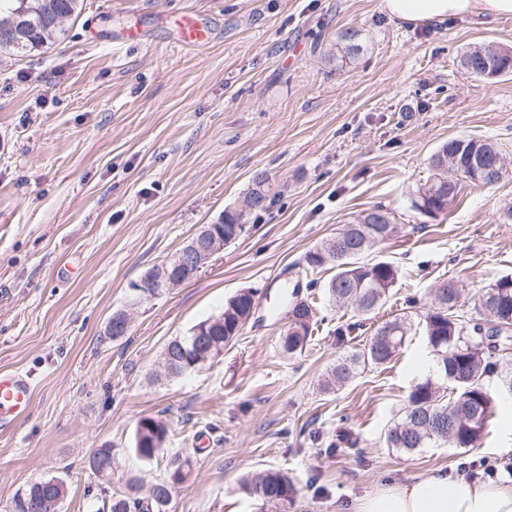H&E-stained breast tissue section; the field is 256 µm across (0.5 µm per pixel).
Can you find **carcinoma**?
I'll use <instances>...</instances> for the list:
<instances>
[{"mask_svg": "<svg viewBox=\"0 0 512 512\" xmlns=\"http://www.w3.org/2000/svg\"><path fill=\"white\" fill-rule=\"evenodd\" d=\"M83 0H0V52L16 54L51 45L66 32L65 21L79 16ZM359 32L345 29L337 32L336 58L344 61L358 56L361 45ZM493 55L496 70L503 76L512 74V50L494 43H477L466 48L461 57H471L475 64ZM465 146L450 138L431 156L432 175L429 183L435 192L421 187L411 199L412 207L425 216L444 213L455 201L438 186L448 179V161L457 155L473 151L474 145L487 141L466 138ZM280 193L269 175L260 171L253 175L251 187L244 197L247 210L224 212V244L235 242L245 231L246 211L262 210L267 202ZM396 226L391 213L383 206H374L358 215L354 223L344 224L335 239L346 249L338 251L326 241L305 255L306 264L315 269L327 264L335 269L324 284L328 301L351 308L359 317L372 314L382 306L399 278V269L386 259L368 260L366 255L392 239ZM496 292L500 310L497 319H490L482 302L466 312L460 304L462 289H435L430 306L421 315L428 348L433 356L432 373L415 383L407 396L403 415L394 419L385 435V446L398 452L413 453L438 441L453 448H476L484 430L495 414L497 399L502 393L512 394V368L503 363L512 359L498 352L491 338L512 335V276L505 275L483 290ZM255 290L246 288L225 301L222 311L200 325L206 327L205 342L194 348L185 345L182 353L174 341H169L161 353L164 370L155 380L181 376L202 368L220 357L224 346L236 339L249 321ZM313 306L305 301L289 305L288 329L281 337L280 347L288 357L305 350L314 332ZM411 329L407 317L389 319L378 325L360 347L341 354L327 371L322 390H338L349 384L367 367L389 362L403 346ZM167 425L155 417L139 420L134 437V450L143 460L151 461L163 452L168 438ZM112 449L98 448L89 457V466L99 476L103 493L101 500L108 512H167L170 497L165 481L154 483L147 493H140V480L130 478L125 488L112 493L108 485L114 470L104 469ZM241 489L266 504H279L296 493L288 475L278 469H268L241 481ZM24 496L47 502L42 512H57L56 501L67 494L63 479L52 476L30 484Z\"/></svg>", "mask_w": 512, "mask_h": 512, "instance_id": "carcinoma-1", "label": "carcinoma"}]
</instances>
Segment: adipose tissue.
I'll list each match as a JSON object with an SVG mask.
<instances>
[{"mask_svg":"<svg viewBox=\"0 0 512 512\" xmlns=\"http://www.w3.org/2000/svg\"><path fill=\"white\" fill-rule=\"evenodd\" d=\"M393 18L413 24L473 16L512 18V0H382ZM355 512H512V480L477 482L448 471L420 472L381 484L357 499Z\"/></svg>","mask_w":512,"mask_h":512,"instance_id":"adipose-tissue-1","label":"adipose tissue"}]
</instances>
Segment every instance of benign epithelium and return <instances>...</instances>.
Returning <instances> with one entry per match:
<instances>
[{"label":"benign epithelium","instance_id":"1","mask_svg":"<svg viewBox=\"0 0 512 512\" xmlns=\"http://www.w3.org/2000/svg\"><path fill=\"white\" fill-rule=\"evenodd\" d=\"M491 154L470 155V164L474 169L475 180L485 187H492L501 182V155L494 147H489ZM224 250V239L217 234V225L203 224L193 239L179 253L172 266L162 265L148 270L139 280L130 286L129 300L133 304L158 296L162 288H173L194 277L210 259ZM129 310H121L113 314L106 325V334L115 336L127 335L130 328Z\"/></svg>","mask_w":512,"mask_h":512}]
</instances>
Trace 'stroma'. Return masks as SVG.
I'll list each match as a JSON object with an SVG mask.
<instances>
[{
    "label": "stroma",
    "instance_id": "obj_1",
    "mask_svg": "<svg viewBox=\"0 0 512 512\" xmlns=\"http://www.w3.org/2000/svg\"><path fill=\"white\" fill-rule=\"evenodd\" d=\"M180 15L205 19L211 40L180 45L169 25ZM135 27L141 42L117 44ZM345 28L358 30L362 51L340 63ZM481 42L512 48V19L408 25L381 0H84L60 42L1 54L0 373L26 376L32 404L0 432V512L52 476L67 486L60 512H100L88 459L104 447L116 453V489L130 477L151 485L191 458L168 512H353L361 496L413 473L480 480L484 459L506 471L504 398L478 448L401 454L383 444L432 368L419 326L431 290L459 279L470 308L512 273V221L501 214L512 180L463 185L434 218L411 206L450 138L489 140L512 158V75L489 83L459 63ZM259 171L283 187L269 209L249 214L196 277L134 309L124 339L106 336L130 283L238 210ZM376 205L397 233L373 255L400 277L355 342L402 312L412 329L390 363L325 392L345 350L336 330L356 316L328 303L330 270L308 269L304 256ZM287 282L302 284L316 319L292 359L280 348ZM244 288L256 289V311L223 355L154 382L165 345ZM408 296L419 305L406 308ZM146 416L169 427L151 461L134 452ZM269 468L297 489L275 506L240 488Z\"/></svg>",
    "mask_w": 512,
    "mask_h": 512
}]
</instances>
